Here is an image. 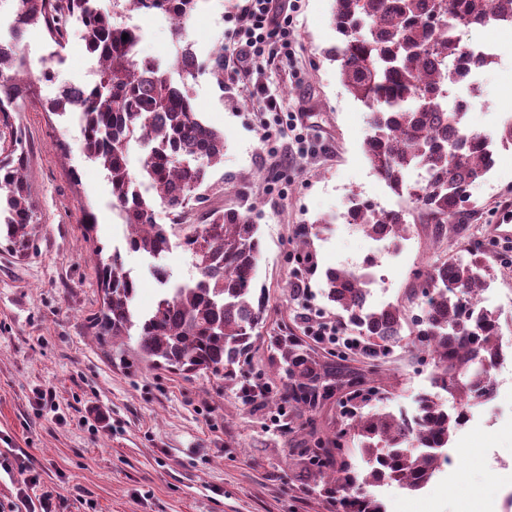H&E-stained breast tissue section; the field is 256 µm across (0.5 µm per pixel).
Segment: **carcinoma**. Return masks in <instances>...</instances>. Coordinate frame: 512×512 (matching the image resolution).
<instances>
[{
	"mask_svg": "<svg viewBox=\"0 0 512 512\" xmlns=\"http://www.w3.org/2000/svg\"><path fill=\"white\" fill-rule=\"evenodd\" d=\"M12 2L20 33L41 23L61 48L76 23L87 52L101 62L82 97L64 92L45 109L80 110L83 154L112 184L127 247L153 258L175 237L199 273L192 282L172 285L167 271L157 268L161 292L153 310L139 316L133 306L138 281L124 271L118 255L104 258L96 249L94 271L104 298L91 319L92 333L112 339L127 366L145 363L237 382L258 352L256 342L269 319L266 297L255 288L259 226L247 213L203 209L213 168L224 160V133L201 120L188 87V79L206 67L224 76V46L205 62L191 47L183 48L172 64L179 75L175 82L154 60L135 53L139 28L118 22L127 14H162L173 21L177 36L204 0H112L109 11L97 0ZM332 22L339 43L329 57L339 63L348 91L373 115L366 143L373 170L393 192L410 198L437 233L464 223L471 188L493 167L482 149L493 137L470 130L466 113L445 102L448 85L458 81L454 62L465 53L454 34L476 22L512 27V0H334ZM24 66V59L0 52V83L12 86L0 96L5 121L32 102L34 76L26 82L18 78ZM450 131L458 135L441 140ZM133 141L150 146L137 174L127 165ZM23 162L24 145L17 138L0 158V238L17 254L33 243L34 198ZM412 168L426 173L425 183L408 182ZM158 203L179 219L198 210L201 216L196 224H159ZM347 220L370 237L385 231L397 239L407 230L404 215H378L363 202L348 210ZM325 276L326 295L341 312L340 323L361 333L359 355L379 367L401 338V310L367 303L369 280L363 272L329 269ZM419 276L424 306L412 333L418 347L435 359L438 392L420 396L411 416L361 413L324 438L307 420L313 447L300 449V456L308 459L323 496L341 497V512H385L372 491L385 483L424 488L441 469L451 435L460 427V417L443 411L440 393L471 407L491 385L501 345L499 317L488 309L470 315L478 282L490 276L486 260L474 255L466 262L430 264ZM131 336L137 337V348L128 356L121 345ZM266 350L270 365L285 374L281 386L274 390L254 375L240 392L248 402L275 394L287 420L323 406L336 395V384L361 382L359 376H337L311 345L286 328L270 337ZM347 444L368 459L367 468L352 464Z\"/></svg>",
	"mask_w": 512,
	"mask_h": 512,
	"instance_id": "carcinoma-1",
	"label": "carcinoma"
}]
</instances>
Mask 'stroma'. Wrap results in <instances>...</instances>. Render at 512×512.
<instances>
[{
	"mask_svg": "<svg viewBox=\"0 0 512 512\" xmlns=\"http://www.w3.org/2000/svg\"><path fill=\"white\" fill-rule=\"evenodd\" d=\"M334 0H301L290 16L293 55L263 65L256 74L228 67L223 79L210 72L190 80L193 103L205 124L224 133V162L207 191L210 209L250 210L259 226L261 253L256 286L263 289L274 321L287 322L310 339L317 322L338 311L326 296L330 268L363 267L375 260L372 302L400 305L406 321L420 316L409 297L415 277L436 258L484 256L496 298L502 344L512 345V241L489 232L512 213V149L472 190L473 208L462 234L437 239L410 201V224L396 249H376L371 237L343 214L351 198L382 208L393 193L372 169L365 152L371 112L344 86L328 50L337 42ZM240 0H205L185 26L195 54L207 56L232 43ZM140 56L170 67L176 55L171 26L143 20ZM495 43L498 57L475 77L467 114L469 129L493 134L512 120L501 108L512 94V28L475 29L463 44ZM31 71L52 66L54 82L34 83L37 99L0 124V142L21 134L25 174L36 201L35 237L25 257L0 244V448L59 487L58 512H331L313 489L298 455L304 431L283 433L276 411L246 402L237 388L215 377H187L160 368L116 364L108 343L89 329L103 304L92 252H119L124 269L138 279L136 304L149 310L158 293L152 259L130 251L125 228L112 208L105 171L81 150L74 115L46 112L59 85L80 80L89 60L78 26L63 50L46 31L30 28L22 39ZM277 99L262 109L261 93ZM300 114L303 129L286 127ZM95 219L85 229L84 213ZM434 364L409 338L394 346L373 385L374 406L399 414L432 392ZM496 401L472 411L448 446L454 464L442 467L421 491L390 483L377 487L386 512H512V368L496 372ZM59 394L58 408L39 405L35 392ZM98 406L103 423L88 420Z\"/></svg>",
	"mask_w": 512,
	"mask_h": 512,
	"instance_id": "35a3bbf8",
	"label": "stroma"
}]
</instances>
